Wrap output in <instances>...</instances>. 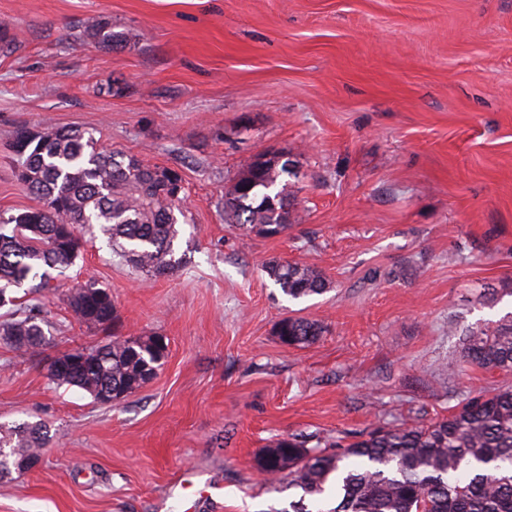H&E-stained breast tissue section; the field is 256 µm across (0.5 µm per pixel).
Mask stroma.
<instances>
[{
	"mask_svg": "<svg viewBox=\"0 0 512 512\" xmlns=\"http://www.w3.org/2000/svg\"><path fill=\"white\" fill-rule=\"evenodd\" d=\"M97 16L125 46L81 38ZM2 22L0 213L38 206L12 142L49 121L178 169L186 218L173 274L143 281L96 234L40 296L50 344L0 343V424L50 435L0 477V512H287L299 490L258 474L277 440L350 441L512 386L459 346L512 311V0H0ZM282 155L288 229L226 223L246 164ZM272 260L331 288L289 299ZM74 278L111 290L115 332L73 320ZM288 316L326 332L284 344ZM115 334L166 337L156 378L112 405L48 382Z\"/></svg>",
	"mask_w": 512,
	"mask_h": 512,
	"instance_id": "1",
	"label": "stroma"
}]
</instances>
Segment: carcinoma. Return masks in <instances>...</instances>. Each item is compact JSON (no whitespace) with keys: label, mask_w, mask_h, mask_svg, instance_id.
<instances>
[{"label":"carcinoma","mask_w":512,"mask_h":512,"mask_svg":"<svg viewBox=\"0 0 512 512\" xmlns=\"http://www.w3.org/2000/svg\"><path fill=\"white\" fill-rule=\"evenodd\" d=\"M83 39L112 49L126 37L103 16L84 24ZM14 150L18 179L41 205L0 213V307L15 304L14 289L37 293L50 271L64 272L84 247L77 228L99 226L119 257L147 279L172 273L179 235L174 215L184 192L180 172L150 166L100 146L93 133L45 123L19 129ZM288 161L251 163L225 193L224 216L251 232L273 237L288 229ZM266 272L284 295L297 300L321 295L329 282L314 267L271 261ZM73 317L107 327L116 318L112 293L88 279L66 294ZM40 304L19 306L0 320V338L14 350L34 354L49 342ZM326 332L323 324L287 317L277 325L284 344L307 347ZM470 365L512 371V313L486 320L459 338ZM168 343L159 335L123 337L86 349L88 367L48 366V381L99 392L135 393L164 365ZM49 442L41 423L0 426V448L18 457ZM259 467L275 485L303 492L292 512H512V388L463 398L448 416L429 424L402 422L361 433L356 440L323 441L308 448L292 436L266 449ZM334 502L336 506L324 508Z\"/></svg>","instance_id":"carcinoma-1"}]
</instances>
